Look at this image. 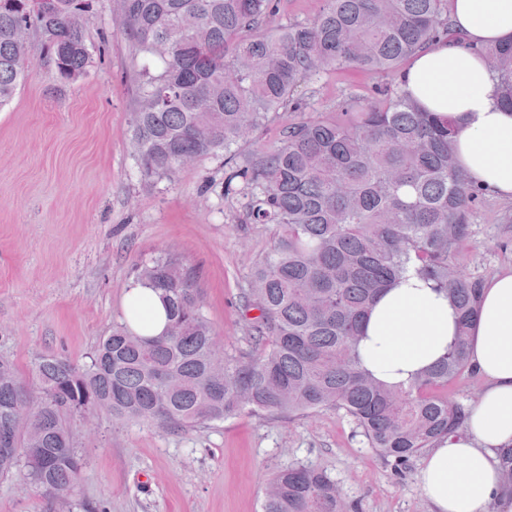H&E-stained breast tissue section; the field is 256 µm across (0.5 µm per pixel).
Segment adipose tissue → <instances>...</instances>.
Instances as JSON below:
<instances>
[{
	"label": "adipose tissue",
	"instance_id": "obj_1",
	"mask_svg": "<svg viewBox=\"0 0 512 512\" xmlns=\"http://www.w3.org/2000/svg\"><path fill=\"white\" fill-rule=\"evenodd\" d=\"M456 39H440L414 53L398 82L426 110L455 117L454 149L469 180L512 200V110L499 102L498 79L479 47L512 39V0H448ZM126 320L144 336L160 334L165 312L146 288L125 297ZM362 353L389 382L436 362L456 334L447 297L407 277L387 288L364 324ZM472 367L486 382L464 433L428 449L419 472L432 512H486L508 503L495 461L512 444V266L487 279L468 345Z\"/></svg>",
	"mask_w": 512,
	"mask_h": 512
}]
</instances>
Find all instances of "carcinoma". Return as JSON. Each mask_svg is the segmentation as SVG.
Listing matches in <instances>:
<instances>
[{
	"label": "carcinoma",
	"instance_id": "carcinoma-1",
	"mask_svg": "<svg viewBox=\"0 0 512 512\" xmlns=\"http://www.w3.org/2000/svg\"><path fill=\"white\" fill-rule=\"evenodd\" d=\"M0 0V108L29 66L22 28L35 29L57 74L71 80L90 62L89 0ZM279 0H116L115 20L155 71L145 68L132 113L141 173L170 178L219 153L224 194L240 197L246 222L270 224L273 243L243 303L254 350L228 354L204 312L198 272L176 255L141 263L134 285L158 294L164 331L112 328L89 361L43 356L23 381H0V431L18 451L0 456V477L20 476L46 498L71 493L83 458L76 417L106 411L115 423L181 429L242 414L341 410L398 467L459 435L469 409L444 389L470 371L468 335L481 282L458 262L471 217L488 190L457 165L452 116L422 109L404 90L380 105L351 96L338 112L290 119L303 81L356 67L395 70L434 40L452 37L447 0H324L310 22L275 32ZM512 108V39L478 49ZM284 121L273 145L240 148ZM407 273L432 283L454 307L457 336L446 354L407 382L388 385L365 366L362 323L378 295ZM177 379L167 387L163 376ZM512 487V445L497 450ZM262 512H350L324 472L290 465L268 480Z\"/></svg>",
	"mask_w": 512,
	"mask_h": 512
}]
</instances>
